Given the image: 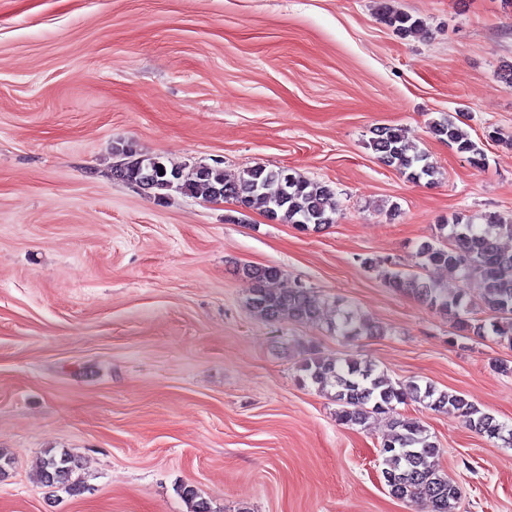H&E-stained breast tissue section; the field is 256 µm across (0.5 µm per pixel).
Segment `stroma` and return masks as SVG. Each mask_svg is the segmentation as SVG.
Masks as SVG:
<instances>
[{
    "mask_svg": "<svg viewBox=\"0 0 512 512\" xmlns=\"http://www.w3.org/2000/svg\"><path fill=\"white\" fill-rule=\"evenodd\" d=\"M0 0V512H430L389 495L377 451L392 416L346 426L306 358H354L392 382L463 395L512 429V343L389 288L385 271L464 290L420 267L452 215H512V5L392 0ZM452 116L474 168L436 138ZM401 126L439 168L414 183L371 131ZM237 177L287 167L330 186L318 231L235 202L155 199L112 174L121 149ZM382 260L379 270L361 260ZM309 288L320 318L268 321L244 266ZM349 311L377 333L344 336ZM462 489L457 512H512V444L413 401ZM74 456L82 491L39 482L45 451ZM432 130L440 139L446 141L448 146L455 148L457 152L469 153V160L475 168L482 165V161L485 160L483 151L454 121L448 119V117L433 121Z\"/></svg>",
    "mask_w": 512,
    "mask_h": 512,
    "instance_id": "obj_1",
    "label": "stroma"
}]
</instances>
